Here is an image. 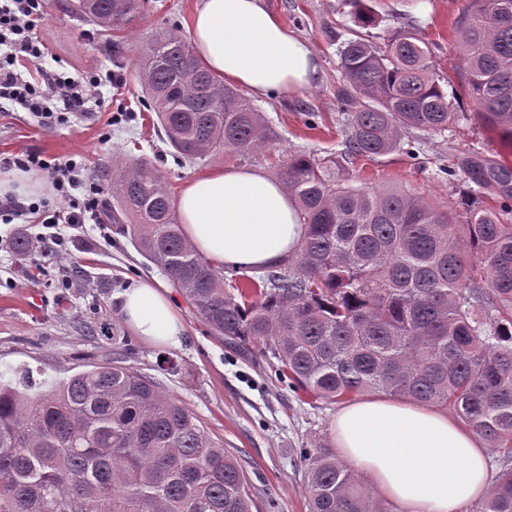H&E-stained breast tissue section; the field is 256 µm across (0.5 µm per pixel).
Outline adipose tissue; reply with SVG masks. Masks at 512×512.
Returning a JSON list of instances; mask_svg holds the SVG:
<instances>
[{"label": "adipose tissue", "instance_id": "ef3b65f1", "mask_svg": "<svg viewBox=\"0 0 512 512\" xmlns=\"http://www.w3.org/2000/svg\"><path fill=\"white\" fill-rule=\"evenodd\" d=\"M190 35L209 71L257 97L298 94L316 75L313 46L263 0H199ZM175 207L195 248L224 265H276L304 234L284 186L258 169L217 168L193 177ZM168 292L161 281L141 282L122 294L120 313L139 335L176 346L185 327ZM332 434L338 455L401 512H462L488 489L486 448L437 409L355 402L337 413Z\"/></svg>", "mask_w": 512, "mask_h": 512}]
</instances>
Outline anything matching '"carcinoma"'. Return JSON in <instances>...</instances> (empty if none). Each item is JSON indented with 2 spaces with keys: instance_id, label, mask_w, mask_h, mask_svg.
<instances>
[{
  "instance_id": "obj_1",
  "label": "carcinoma",
  "mask_w": 512,
  "mask_h": 512,
  "mask_svg": "<svg viewBox=\"0 0 512 512\" xmlns=\"http://www.w3.org/2000/svg\"><path fill=\"white\" fill-rule=\"evenodd\" d=\"M355 22H376L364 0ZM145 0H72L78 19L125 29ZM460 78L473 116L512 148V0H467ZM142 106L178 159L222 148L249 158L279 133L240 91L200 64L171 27L135 47ZM338 103L352 109L345 150L296 154L279 176L305 233L254 278L222 276L186 238L166 177L149 161L105 166L112 223L169 278L211 333L267 351L312 402L368 394L452 411L498 449L502 467L478 512H512V207L476 196L465 223L401 188L352 185L350 164L403 149V130L443 134L459 117L428 43L396 30L385 47L358 33L340 51ZM462 173L512 199V166L473 153ZM0 383V512H251L240 460L154 378L118 360L40 392ZM308 512H383L332 448L303 449Z\"/></svg>"
}]
</instances>
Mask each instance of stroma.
I'll list each match as a JSON object with an SVG mask.
<instances>
[{
  "label": "stroma",
  "instance_id": "35a3bbf8",
  "mask_svg": "<svg viewBox=\"0 0 512 512\" xmlns=\"http://www.w3.org/2000/svg\"><path fill=\"white\" fill-rule=\"evenodd\" d=\"M69 0H48L47 20L36 34L70 71L99 75L105 104L66 127L47 130L22 111L0 112V157L22 152L60 160L74 158L93 172L118 159L144 156L165 175L172 194L192 177L218 167H259L278 175L288 155L321 156L344 148L347 113L338 108L342 82L339 50L357 26L350 0H264L282 22L314 47L318 72L312 85L294 96L252 98L281 136L276 149L249 159L217 150L194 164H178L163 141L154 113L140 104L134 77V47L157 30L176 24L188 29L197 0H147L143 14L122 31L100 33L67 10ZM377 21L364 33L384 45L391 31L424 37L437 71L457 92V28L466 0H369ZM460 120L448 132H405L412 154L397 151L357 161V185L400 186L432 204L463 211L469 197L463 181L443 175L441 166L462 154L494 156L499 141L474 121L473 104L460 99ZM61 242L41 243L36 269L26 271L11 243L14 225L0 223V382L31 370L35 382L53 384L88 365L119 359L155 378L197 417L226 450L242 459L251 483L252 512H307L301 449L331 444L338 404H311L296 395L272 367V356L231 349L195 316L178 290L169 298L185 325L180 345L140 336L119 312L121 294L164 274L133 246L119 225L85 224L64 229ZM177 371L158 368L161 357Z\"/></svg>",
  "mask_w": 512,
  "mask_h": 512
}]
</instances>
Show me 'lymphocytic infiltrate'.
Masks as SVG:
<instances>
[{
    "mask_svg": "<svg viewBox=\"0 0 512 512\" xmlns=\"http://www.w3.org/2000/svg\"><path fill=\"white\" fill-rule=\"evenodd\" d=\"M47 16L46 0H0V101L22 108L40 127L53 129L105 103L102 81L94 74L48 69L45 44L35 34ZM1 169L17 168L47 175L53 198L26 204L9 194L0 199V222L11 224L41 214L44 239L63 240L59 227L84 223L99 213L109 188L75 159L52 162L41 155L1 157Z\"/></svg>",
    "mask_w": 512,
    "mask_h": 512,
    "instance_id": "lymphocytic-infiltrate-1",
    "label": "lymphocytic infiltrate"
}]
</instances>
